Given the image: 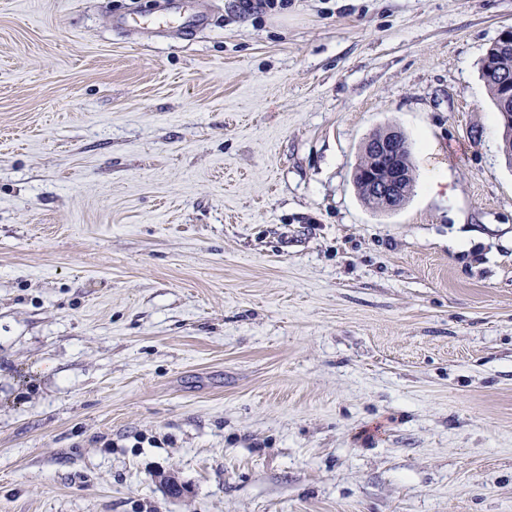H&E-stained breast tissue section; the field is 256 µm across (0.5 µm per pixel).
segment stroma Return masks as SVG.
I'll list each match as a JSON object with an SVG mask.
<instances>
[{
  "label": "stroma",
  "instance_id": "stroma-1",
  "mask_svg": "<svg viewBox=\"0 0 512 512\" xmlns=\"http://www.w3.org/2000/svg\"><path fill=\"white\" fill-rule=\"evenodd\" d=\"M207 3L0 0V512H512V0ZM164 19H174L173 25L181 34L204 27L209 17L202 5L193 0H172ZM494 45L499 46L491 47L488 49L485 60L488 64L485 66L484 61L482 62L481 67V77L487 88L491 101L495 106L497 112H500V117L502 122L508 126L512 127V113L511 108L508 112L503 111L501 109V101H500V88H501V97L504 105L508 104V101L511 99L512 102V72L508 74L504 72L499 77V85L497 81L496 73L500 70L507 69L512 71V52L510 46L512 47V27L502 30L498 39L494 42ZM508 50V51H507ZM498 51L500 52L498 54ZM505 51V52H504ZM404 139L405 146L403 147L400 132L394 130L390 139L378 143L375 148V152L380 159L382 157L390 158L393 156L394 160H398L399 155L403 153V160L407 168L408 177L405 181L403 194L401 195L400 207L408 200L415 183L412 149L410 144L407 142V139L405 137ZM395 162H397V164L393 167H391L389 160L376 162V165H380L378 175L380 178L385 177L392 170L391 179L387 181H382L371 173L367 174V179L373 183L372 188L374 191L379 195L390 197L391 200L395 198V193L398 189L399 181L402 178V170L404 167L403 161L398 160ZM370 158L371 155L369 154L368 147L365 146L363 155L355 167L353 173V182L358 190L361 200L367 207L374 211H391L390 209L386 208L381 200L375 198L370 192L368 182L365 178V173L371 168Z\"/></svg>",
  "mask_w": 512,
  "mask_h": 512
}]
</instances>
